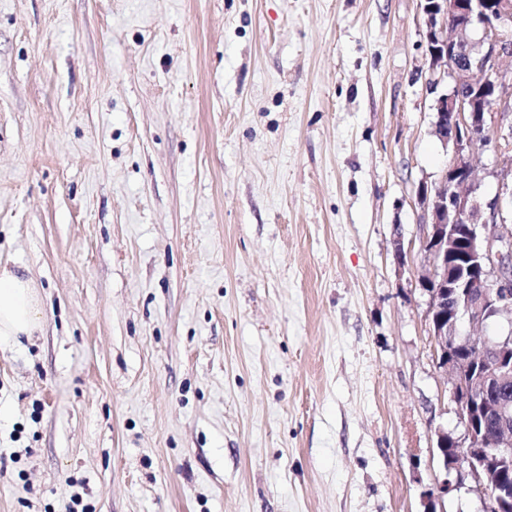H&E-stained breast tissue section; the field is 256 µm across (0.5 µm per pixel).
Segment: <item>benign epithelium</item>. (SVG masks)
Wrapping results in <instances>:
<instances>
[{
  "label": "benign epithelium",
  "mask_w": 512,
  "mask_h": 512,
  "mask_svg": "<svg viewBox=\"0 0 512 512\" xmlns=\"http://www.w3.org/2000/svg\"><path fill=\"white\" fill-rule=\"evenodd\" d=\"M430 69L437 91L433 134L449 149L446 170L417 188L428 217L420 250L429 269L419 284L428 296L427 318L436 364L452 375V400L464 428L457 440L438 434L444 477L426 496L436 512L450 492L470 480L483 512H502L512 499L497 466L512 456V401L492 390L512 382V336L478 342L461 334V324L484 325L512 315V124L492 122L495 112H512V0H421ZM496 158L499 191L480 198L473 164L477 146ZM490 224L504 231L486 232ZM492 417L505 434L493 438L478 430L475 417Z\"/></svg>",
  "instance_id": "obj_1"
}]
</instances>
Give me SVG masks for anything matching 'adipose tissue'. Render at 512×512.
Returning <instances> with one entry per match:
<instances>
[{
    "instance_id": "1",
    "label": "adipose tissue",
    "mask_w": 512,
    "mask_h": 512,
    "mask_svg": "<svg viewBox=\"0 0 512 512\" xmlns=\"http://www.w3.org/2000/svg\"><path fill=\"white\" fill-rule=\"evenodd\" d=\"M41 321V299L34 281L0 269V337L33 336Z\"/></svg>"
}]
</instances>
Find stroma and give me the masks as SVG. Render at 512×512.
Wrapping results in <instances>:
<instances>
[{
	"label": "stroma",
	"instance_id": "35a3bbf8",
	"mask_svg": "<svg viewBox=\"0 0 512 512\" xmlns=\"http://www.w3.org/2000/svg\"><path fill=\"white\" fill-rule=\"evenodd\" d=\"M430 78L420 0H0V512H424ZM42 305L34 281L0 269V337L33 336L42 321Z\"/></svg>",
	"mask_w": 512,
	"mask_h": 512
}]
</instances>
